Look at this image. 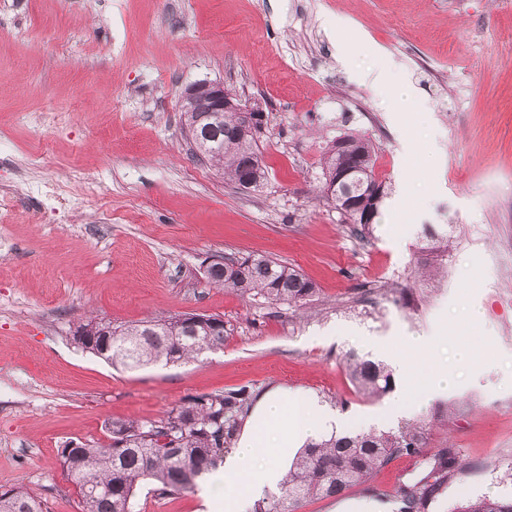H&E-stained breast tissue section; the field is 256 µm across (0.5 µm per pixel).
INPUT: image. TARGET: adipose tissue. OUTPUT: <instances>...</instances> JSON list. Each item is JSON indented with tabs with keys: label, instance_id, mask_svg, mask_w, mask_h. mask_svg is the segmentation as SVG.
I'll list each match as a JSON object with an SVG mask.
<instances>
[{
	"label": "adipose tissue",
	"instance_id": "1",
	"mask_svg": "<svg viewBox=\"0 0 512 512\" xmlns=\"http://www.w3.org/2000/svg\"><path fill=\"white\" fill-rule=\"evenodd\" d=\"M393 357L405 375V392L394 399V406L409 407L411 394L420 389L447 391L448 367L434 355L429 337H408ZM332 428L331 415L316 401L279 391L264 393L236 447L225 455L222 473L206 487V496L222 499L224 512H246L264 488L279 483L283 449L298 447Z\"/></svg>",
	"mask_w": 512,
	"mask_h": 512
}]
</instances>
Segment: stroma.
I'll use <instances>...</instances> for the list:
<instances>
[{"mask_svg":"<svg viewBox=\"0 0 512 512\" xmlns=\"http://www.w3.org/2000/svg\"><path fill=\"white\" fill-rule=\"evenodd\" d=\"M223 83L267 116L262 188L243 193L199 161L181 97ZM409 84L402 102L392 89ZM357 133L390 187L371 241L324 200L322 158ZM0 491L28 487L49 512H79L58 450L109 442L115 420L154 421L184 398L249 387L319 398L352 424H389L357 396L351 349L385 359L402 339L440 342L453 382L430 418L468 465L430 512L500 492L512 461V0H0ZM39 165H29L31 154ZM80 171L83 182L70 179ZM66 186L77 220L33 187ZM98 184L94 195L84 182ZM448 224L440 284L415 278L440 253L423 225ZM267 255L318 287L305 308L210 284L212 256ZM413 303H397L400 288ZM130 324L223 318V349L182 365L115 368L71 341L87 313ZM484 358L460 365L458 339ZM419 473L399 458L371 480L298 512H394Z\"/></svg>","mask_w":512,"mask_h":512,"instance_id":"35a3bbf8","label":"stroma"}]
</instances>
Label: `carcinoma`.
Masks as SVG:
<instances>
[{"label": "carcinoma", "mask_w": 512, "mask_h": 512, "mask_svg": "<svg viewBox=\"0 0 512 512\" xmlns=\"http://www.w3.org/2000/svg\"><path fill=\"white\" fill-rule=\"evenodd\" d=\"M184 124L200 128L199 144L207 150V162L235 187L249 179L253 189L265 181V165L259 148L262 131L244 124L240 116L226 112L220 122L200 119L198 112L183 113ZM359 167L350 182V193L359 207L340 211L361 239L374 236L380 205L367 194L378 184L382 196L388 185L375 174V149L353 134L336 139L323 158V176L331 171ZM373 220L362 223L367 209ZM421 238L448 245V225L425 224ZM209 283L272 302L303 306L316 293V285L298 269L263 255L226 256L207 270ZM99 318L82 320L83 335L73 337L84 352L112 365L136 369L150 364L197 361L224 347V321L215 315L192 321L178 317L112 327V335L95 331ZM345 368L362 397L383 399L396 387L392 369L383 361L355 351L344 357ZM247 387L218 393L192 395L157 421H114L111 442L89 445L71 441L60 449L63 476L74 487L79 512H140L142 483L150 481L159 496L193 492L224 461V450L234 438L251 405ZM448 421L447 411L431 419L401 422L343 434L331 433L308 442L293 459L276 491L256 500L250 512H296L308 499L332 498L348 488L364 487L372 496L370 477L391 461L420 458L419 475L398 484L388 493L395 512H429L441 490L466 469L458 449L443 441L430 446L432 421ZM0 512H48L45 503L27 487L0 491ZM448 512H512V493L484 496L453 504Z\"/></svg>", "instance_id": "carcinoma-1"}]
</instances>
